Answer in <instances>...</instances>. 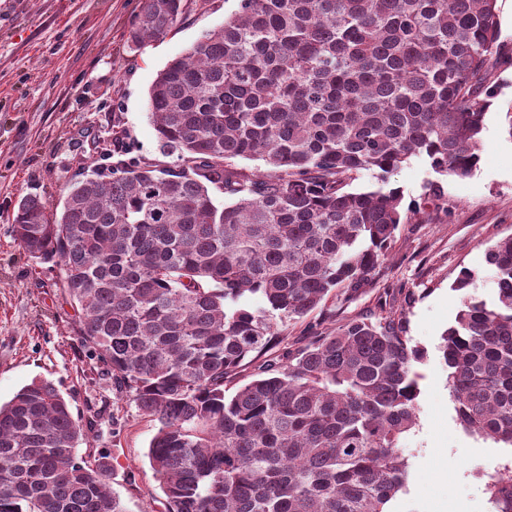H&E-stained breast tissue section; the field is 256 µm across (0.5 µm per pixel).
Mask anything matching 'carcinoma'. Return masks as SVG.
<instances>
[{
    "instance_id": "obj_1",
    "label": "carcinoma",
    "mask_w": 512,
    "mask_h": 512,
    "mask_svg": "<svg viewBox=\"0 0 512 512\" xmlns=\"http://www.w3.org/2000/svg\"><path fill=\"white\" fill-rule=\"evenodd\" d=\"M496 2L239 0L149 88L164 161L81 172L58 211L18 202L14 238L60 268L81 345L158 423L147 457L164 512H387L404 488L424 351L403 313L311 326L266 354L279 326L369 284L416 210L397 188L351 190L362 172L477 168ZM187 10L143 0L127 47ZM486 261L493 297H464L439 351L459 424L512 449V235ZM84 427L46 380L0 405V512H127L107 462L77 455ZM505 471L489 477L496 512H512Z\"/></svg>"
}]
</instances>
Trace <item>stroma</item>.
Listing matches in <instances>:
<instances>
[{"label": "stroma", "instance_id": "35a3bbf8", "mask_svg": "<svg viewBox=\"0 0 512 512\" xmlns=\"http://www.w3.org/2000/svg\"><path fill=\"white\" fill-rule=\"evenodd\" d=\"M141 0H0V403L33 380L52 382L74 415L92 420L79 450L105 456L111 488L129 512H163L146 456L156 421L115 394L104 365L81 346L76 312L58 270L33 263L12 233L18 201L37 195L61 207L71 180L95 160V142L121 136L128 156L158 160L148 91L157 73L239 8L238 0H189L185 21L139 51L126 38ZM501 56L484 118L480 162L463 179L435 174L420 158L389 178L420 214L399 226L389 258L365 293L280 327L275 352L299 345L306 325L330 329L387 307L403 310L407 334L426 352L417 421L403 441L405 487L388 512H495L486 477L512 453L458 423L438 346L462 296L489 298L487 250L512 234V0H497ZM438 184L440 197L429 195ZM475 277L453 288L461 269ZM414 293L405 303L406 293Z\"/></svg>", "mask_w": 512, "mask_h": 512}]
</instances>
